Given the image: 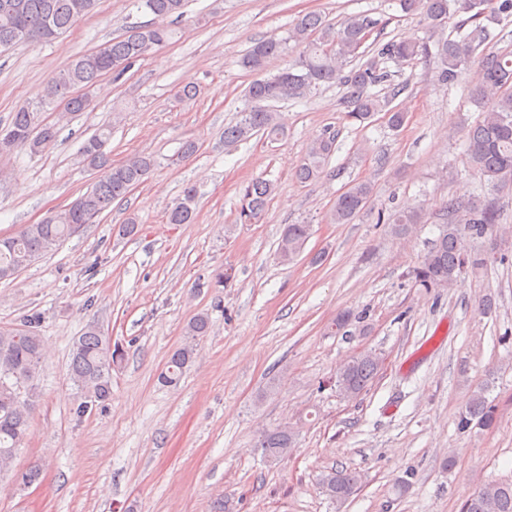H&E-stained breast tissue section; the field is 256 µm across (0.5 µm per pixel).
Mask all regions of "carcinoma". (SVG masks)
Masks as SVG:
<instances>
[{
	"mask_svg": "<svg viewBox=\"0 0 512 512\" xmlns=\"http://www.w3.org/2000/svg\"><path fill=\"white\" fill-rule=\"evenodd\" d=\"M98 0H0V48L50 42L94 12ZM184 0H138L139 7L154 16V22L129 27L121 37L112 39L96 50L66 63L47 82L48 101L60 100L65 113L78 115L92 102L90 90L99 79L112 72L121 76L148 51L167 45L177 35L170 26L155 23L173 16L181 17ZM489 0H400L402 10L419 13L436 33L433 42L414 36L392 39L373 45L372 52L362 50L364 36L373 22L366 15H353L338 25L320 14L308 13L297 18L288 40L298 49L296 59L275 73L267 64L285 55L286 42L269 36L253 42L241 59V66L253 72L245 97L247 108L241 118L224 128V145L233 146L262 134L274 141L285 133L280 114L274 105L282 101L302 100L312 90L332 83L344 89L342 104L347 117L361 124L379 112H387L393 129L401 128L407 113L391 106L402 92L393 86L386 96L372 88L390 80L389 71L381 67L387 60L409 62L421 57L437 59L436 79L448 85L476 55L490 37L481 24ZM461 16L458 30L471 31L452 39L446 35L448 20ZM512 82V55L486 53L480 57L477 77L471 90L472 101L482 108V117L466 133V151L471 165L494 187L502 176L512 175V90L503 86ZM57 124L45 120L42 113L27 106L13 112L7 126L0 129V156L27 150L32 154L50 149L57 140ZM112 126L99 127L78 150L81 163L90 170L108 168L104 178L94 182L66 208L39 224H29L18 234L0 239V282L12 279L32 260L54 249L66 237L86 224H93L112 203L127 197L144 182L155 167L151 156L132 155L119 165L110 163L107 146ZM336 150V131L328 129L311 143L295 170L301 183L321 177L325 165ZM275 190L272 182L258 178L240 191L238 218L244 224L260 220ZM372 187L365 182L348 185L337 196L331 213L335 224H350L366 207ZM196 189L187 186L183 198L168 210V223L190 224L195 217ZM464 210L460 219L437 225L438 235L413 270L415 282L424 288H450L468 270L484 267V255L468 249L467 241L493 234L501 221L499 209L491 203L463 206L455 199L444 204L446 213ZM380 221L391 224L397 236L408 235L423 223L420 209L399 211ZM312 234L310 224H288L281 233L277 256L280 262L293 261ZM210 321L202 313L194 316L185 329V342L174 349L160 374L167 387L180 384L192 362L197 339L208 335ZM44 343L34 330L25 333L0 330V472H9L21 442L28 436L36 393L28 387L43 360ZM124 357V350L114 345L94 324H89L72 344L69 377L84 393L77 407L83 416L112 397V367ZM382 365L381 356L364 351L352 356L336 372L335 386L340 395L355 400L375 381ZM496 421L495 408L489 403L486 389H475L457 428L464 432L472 425L489 427ZM299 432L284 424L261 433L257 442L262 461L273 466L297 447ZM41 476L36 463L15 475V481L28 488ZM324 495L337 506L344 505L359 489L361 476L350 469L332 468L319 479ZM462 512H512V479L491 481L469 495Z\"/></svg>",
	"mask_w": 512,
	"mask_h": 512,
	"instance_id": "1",
	"label": "carcinoma"
}]
</instances>
